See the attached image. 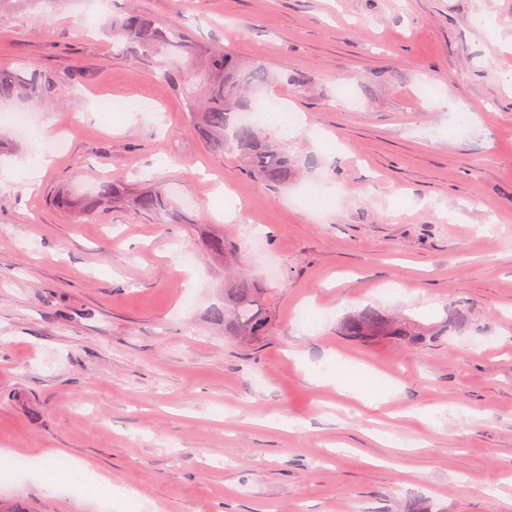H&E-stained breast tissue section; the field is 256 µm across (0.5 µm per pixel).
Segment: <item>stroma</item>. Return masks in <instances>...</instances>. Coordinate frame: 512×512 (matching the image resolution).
<instances>
[{"instance_id":"1","label":"stroma","mask_w":512,"mask_h":512,"mask_svg":"<svg viewBox=\"0 0 512 512\" xmlns=\"http://www.w3.org/2000/svg\"><path fill=\"white\" fill-rule=\"evenodd\" d=\"M129 11L300 75L261 90L288 188L190 133L159 77L189 57L115 41ZM31 61L60 91L28 137L0 112V512H512V0H0V67ZM106 177L197 197L276 269L269 335L225 339L230 271L184 225L60 203ZM369 310L431 337L344 336ZM56 449L111 477V509L40 481Z\"/></svg>"}]
</instances>
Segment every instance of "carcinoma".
Instances as JSON below:
<instances>
[{
	"instance_id": "1",
	"label": "carcinoma",
	"mask_w": 512,
	"mask_h": 512,
	"mask_svg": "<svg viewBox=\"0 0 512 512\" xmlns=\"http://www.w3.org/2000/svg\"><path fill=\"white\" fill-rule=\"evenodd\" d=\"M172 24L155 21L132 13L119 27V39L146 53L158 52L181 41L172 35ZM185 52L198 58L207 71L201 90L195 89V75L186 69L165 68L167 77L183 95L184 106L194 118V127L206 135L213 147L237 155L247 175L265 183L286 185L296 173V158L272 134L245 124L240 113L250 110L249 94L269 79L261 65L247 66L218 48L188 46ZM56 91L52 77L33 68L29 73L0 69V103L33 106ZM74 211L122 204L150 214L166 224L176 220L173 202L162 186L135 191L118 189L106 181L93 200L66 199ZM195 240L212 255L228 262L240 255V245L216 236L202 224L195 225ZM273 290L249 273H238L224 282V335L242 342H252L267 335L272 320ZM346 335L363 345L381 339L421 343L425 336L385 316L369 311L346 328Z\"/></svg>"
}]
</instances>
